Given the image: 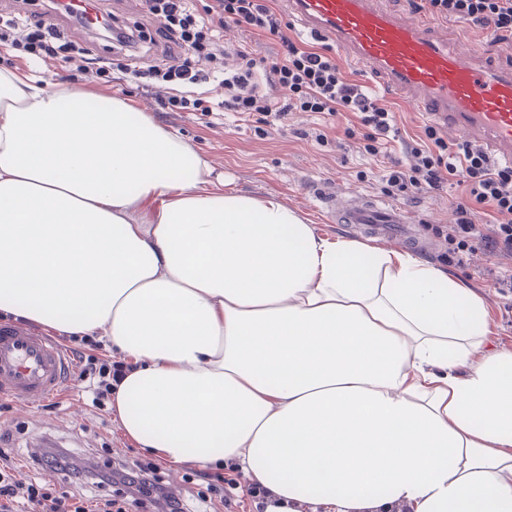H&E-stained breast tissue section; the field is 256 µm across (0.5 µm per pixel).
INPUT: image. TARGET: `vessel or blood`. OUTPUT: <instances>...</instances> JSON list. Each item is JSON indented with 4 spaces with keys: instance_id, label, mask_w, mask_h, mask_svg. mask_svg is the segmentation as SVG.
<instances>
[{
    "instance_id": "b4317fda",
    "label": "vessel or blood",
    "mask_w": 512,
    "mask_h": 512,
    "mask_svg": "<svg viewBox=\"0 0 512 512\" xmlns=\"http://www.w3.org/2000/svg\"><path fill=\"white\" fill-rule=\"evenodd\" d=\"M303 31L323 35L348 59L364 65L413 111L467 139L483 141L498 161H512V74L486 62L461 63L430 19L384 13L377 0H292ZM320 202L340 224L413 245L406 212L357 192ZM70 379L67 352L51 337L22 325L0 324V401L28 406L58 397Z\"/></svg>"
}]
</instances>
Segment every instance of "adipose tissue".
I'll return each instance as SVG.
<instances>
[{
  "label": "adipose tissue",
  "instance_id": "ef3b65f1",
  "mask_svg": "<svg viewBox=\"0 0 512 512\" xmlns=\"http://www.w3.org/2000/svg\"><path fill=\"white\" fill-rule=\"evenodd\" d=\"M128 99L0 69V311L105 328L125 433L264 512H512V353L411 253L224 190Z\"/></svg>",
  "mask_w": 512,
  "mask_h": 512
}]
</instances>
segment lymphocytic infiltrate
<instances>
[{
  "instance_id": "lymphocytic-infiltrate-1",
  "label": "lymphocytic infiltrate",
  "mask_w": 512,
  "mask_h": 512,
  "mask_svg": "<svg viewBox=\"0 0 512 512\" xmlns=\"http://www.w3.org/2000/svg\"><path fill=\"white\" fill-rule=\"evenodd\" d=\"M425 2L433 16L464 20L485 31L489 44L512 42V0ZM142 7L165 31L166 61L151 70L126 63L122 70L127 81L144 89L156 82L172 85L165 108L205 115L218 109L240 112L264 126L271 115L292 110L331 116L348 112L353 121L345 129L347 136L362 135L366 152L374 156L387 148L394 130L388 106L345 77L330 46L308 48L291 37L274 0H211L201 16L188 0H142ZM231 24L274 37L275 62L258 66L252 52L240 48L236 64L224 66L221 34ZM19 46L45 62L67 48L58 27L44 19L0 15V49ZM213 79L224 87V99L218 103L197 91ZM401 145L411 162L381 175L383 193L393 198L432 193L456 182L464 198L448 227L449 242L480 240L491 252L512 256V165H492L480 146L466 140L448 142L433 125ZM486 206L498 214L496 223L483 222L481 210ZM75 358L93 407L103 408L129 364L106 361L97 366L81 351ZM28 458L29 466L22 467L0 450V512H185L183 503L168 494L162 466L155 460H121L104 470L93 458L78 460L56 448L35 449ZM58 473L73 479L75 491L59 489L54 479ZM89 484L97 487V494H83ZM106 484L113 485V493H100Z\"/></svg>"
}]
</instances>
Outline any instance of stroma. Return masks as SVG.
<instances>
[{
    "mask_svg": "<svg viewBox=\"0 0 512 512\" xmlns=\"http://www.w3.org/2000/svg\"><path fill=\"white\" fill-rule=\"evenodd\" d=\"M440 33L447 36L457 57L464 63L485 58L496 67L512 70V45H487L485 33L462 20H437ZM339 64L350 79L365 86L396 114L401 137L422 134L425 120L410 107L392 99L375 76L347 59ZM18 68L48 85L76 83L101 96L131 98L142 111L168 130L187 140L213 168V173L230 188L263 198L276 195L289 209L311 224L317 236L349 238L343 224L333 223L316 188L341 195L350 191L380 197L372 174L380 168L404 161L399 147L385 158L364 151L362 136L346 137L347 121L341 116L314 112H291L273 119L264 132H256L251 118L235 112L208 116L197 112L164 109V89L146 93L126 82L119 70L109 75L94 69L70 71L60 62L30 61L18 50L0 51V69ZM461 197L458 186L437 194L402 196L395 203L405 209L419 230L435 245L425 261L448 270L465 287L473 289L485 304L491 328V343L499 351L512 352V258L492 253L483 243L472 240L465 248L451 249L448 226ZM49 443L79 456L91 449L109 448L117 457L133 460L141 451L125 434L111 409L92 407L85 384L74 381L59 402L31 407L12 406L0 410V447L22 457L26 449Z\"/></svg>",
    "mask_w": 512,
    "mask_h": 512,
    "instance_id": "obj_1",
    "label": "stroma"
}]
</instances>
